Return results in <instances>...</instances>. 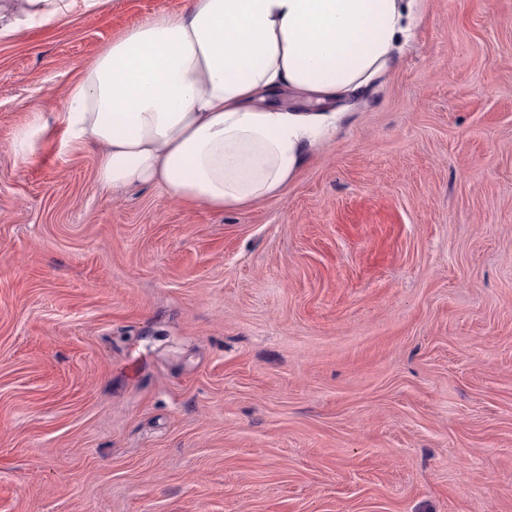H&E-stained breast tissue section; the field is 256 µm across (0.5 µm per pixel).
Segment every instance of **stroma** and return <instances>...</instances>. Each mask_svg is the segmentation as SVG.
Instances as JSON below:
<instances>
[{"label": "stroma", "instance_id": "obj_1", "mask_svg": "<svg viewBox=\"0 0 512 512\" xmlns=\"http://www.w3.org/2000/svg\"><path fill=\"white\" fill-rule=\"evenodd\" d=\"M186 4L0 43V512H512V0H423L283 194L224 211L60 146L69 83ZM47 130L41 112H30L26 122L19 125L12 135V151L21 159H31L35 156Z\"/></svg>", "mask_w": 512, "mask_h": 512}]
</instances>
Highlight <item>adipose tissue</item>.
I'll return each mask as SVG.
<instances>
[{"instance_id": "obj_1", "label": "adipose tissue", "mask_w": 512, "mask_h": 512, "mask_svg": "<svg viewBox=\"0 0 512 512\" xmlns=\"http://www.w3.org/2000/svg\"><path fill=\"white\" fill-rule=\"evenodd\" d=\"M103 0H0V42ZM421 0H188L112 39L71 85L62 147L100 187L159 185L222 211L280 196L336 129L337 102L393 71Z\"/></svg>"}]
</instances>
